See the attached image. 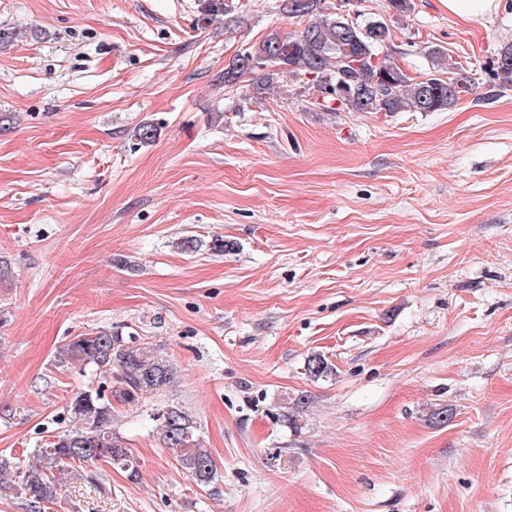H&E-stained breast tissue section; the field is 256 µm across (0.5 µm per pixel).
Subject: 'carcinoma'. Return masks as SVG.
I'll use <instances>...</instances> for the list:
<instances>
[{"instance_id":"obj_1","label":"carcinoma","mask_w":512,"mask_h":512,"mask_svg":"<svg viewBox=\"0 0 512 512\" xmlns=\"http://www.w3.org/2000/svg\"><path fill=\"white\" fill-rule=\"evenodd\" d=\"M201 2L206 21L228 11L225 0ZM284 9L305 21L303 30L288 36L273 31L236 55L224 67L225 87L233 88L242 79L254 77L256 92L263 94L287 76L298 80L302 88L308 86L323 93L348 60L354 65L355 83L348 95L339 100L324 98L322 108L336 112H438L458 104L475 88L474 73L462 66L450 76H442L443 51L431 47L425 51L431 67L420 79L383 59L388 86L385 93L379 94V69L371 57L379 56L386 43L392 41V27L375 19L358 18L349 24L339 11L325 13L328 6L324 0H285ZM493 65L498 87H512V43L498 48ZM56 362L75 364L82 371L99 370L103 375L97 385L75 393L68 410L74 426L37 450L38 468L23 471L10 458H0V473L16 475V494L34 512L54 503L57 476L74 465L82 469L107 458L110 464L137 474V458L112 429L113 404L134 406L144 393L173 380L172 367L153 346L106 329L64 344L57 352ZM305 370L314 379L335 373L334 366L320 354L308 358ZM154 418L159 442L193 481L203 488L216 487V464L199 443L193 417L180 406L168 405Z\"/></svg>"}]
</instances>
